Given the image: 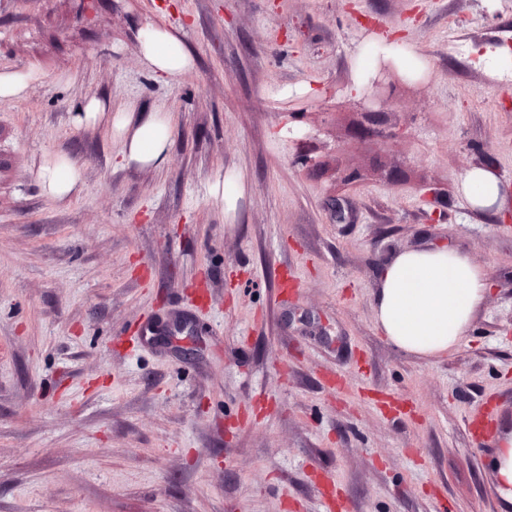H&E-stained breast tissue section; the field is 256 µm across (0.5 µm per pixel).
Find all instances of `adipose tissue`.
<instances>
[{
  "label": "adipose tissue",
  "mask_w": 512,
  "mask_h": 512,
  "mask_svg": "<svg viewBox=\"0 0 512 512\" xmlns=\"http://www.w3.org/2000/svg\"><path fill=\"white\" fill-rule=\"evenodd\" d=\"M140 44L149 70L159 79H175L192 65L178 34L164 26H148ZM111 123L122 141L123 165L158 168L165 163L172 130L167 113L144 114L131 105ZM39 175L44 191L58 200L69 197L80 181L75 164L58 156L44 157ZM462 189L473 206L485 210L502 208L508 194L485 168L471 170ZM379 280L373 300L379 331L394 346L427 360L456 349L491 287L483 268L447 246L399 251L382 266Z\"/></svg>",
  "instance_id": "adipose-tissue-1"
}]
</instances>
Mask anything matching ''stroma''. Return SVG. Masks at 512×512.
Wrapping results in <instances>:
<instances>
[{"label": "stroma", "mask_w": 512, "mask_h": 512, "mask_svg": "<svg viewBox=\"0 0 512 512\" xmlns=\"http://www.w3.org/2000/svg\"><path fill=\"white\" fill-rule=\"evenodd\" d=\"M0 0V512H502L466 419L512 433V0ZM180 31L166 83L139 33ZM392 104L352 93L380 34ZM98 98L172 118L160 168L74 114ZM82 174L47 196L38 164ZM242 172L235 221L211 197ZM452 246L491 289L451 354L377 329L378 271ZM379 43L383 45V48L393 50L397 54L399 63L407 71H419L422 70L426 65L425 60L421 56L410 49L402 48V46L399 44L400 40L398 38L389 40V35L388 37L381 36ZM31 76V73L0 72V97L23 96ZM463 192L471 204L485 210L503 207L508 190L492 170L475 168L471 170L462 185Z\"/></svg>", "instance_id": "35a3bbf8"}]
</instances>
